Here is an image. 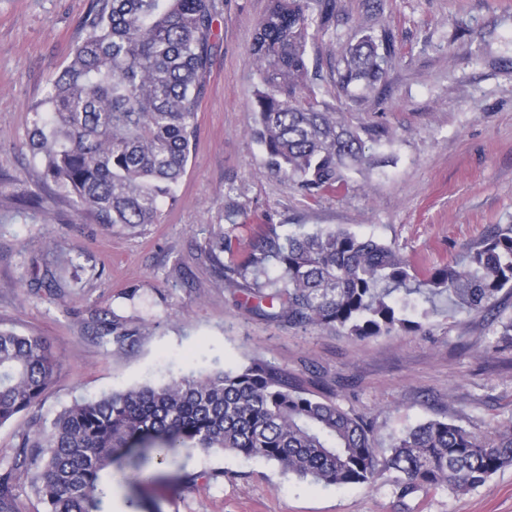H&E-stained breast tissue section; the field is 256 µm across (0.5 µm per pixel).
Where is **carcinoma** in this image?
I'll list each match as a JSON object with an SVG mask.
<instances>
[{
	"instance_id": "carcinoma-1",
	"label": "carcinoma",
	"mask_w": 512,
	"mask_h": 512,
	"mask_svg": "<svg viewBox=\"0 0 512 512\" xmlns=\"http://www.w3.org/2000/svg\"><path fill=\"white\" fill-rule=\"evenodd\" d=\"M224 0H90L83 38L30 107L26 146L77 213L110 227L157 224L175 200L196 145L205 75ZM337 0H270L250 47L258 80L249 132L263 168L317 199L378 160L362 135L318 98L307 46L336 24ZM395 56L390 32L359 33L330 62L337 100L378 88ZM220 233L210 248L248 312L291 326L343 329L361 339L415 330L409 296L446 295L457 312L492 310L512 294V224H498L462 262L423 278L394 248L347 230L281 234L266 225L245 259L226 264ZM54 359L37 336L0 328V425L36 406ZM200 450L259 458L325 486L372 485L385 475L406 492L483 485L512 466V421L486 431L429 419L377 448L372 428L262 360L80 399L51 427L24 434L0 470V512H15L14 472L25 468L44 512H107L112 495L147 479L153 464Z\"/></svg>"
}]
</instances>
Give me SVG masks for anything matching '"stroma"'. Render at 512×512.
Here are the masks:
<instances>
[{
	"label": "stroma",
	"instance_id": "obj_1",
	"mask_svg": "<svg viewBox=\"0 0 512 512\" xmlns=\"http://www.w3.org/2000/svg\"><path fill=\"white\" fill-rule=\"evenodd\" d=\"M338 4L339 22L308 48L322 65L355 32L394 37L384 86L343 106L345 119L392 132L366 143L378 167L314 201L265 173L247 132L257 87L249 49L270 0H224L176 202L160 223L107 228L77 214L26 148L30 107L80 41L89 0H0V327L40 337L57 359L40 404L0 425V465L13 462L23 433L48 428L75 400L255 359L368 419L383 451L428 419L479 429L512 420V342L499 334L511 294L491 314L442 301L428 316L413 313L418 331L360 341L248 314L209 261L218 229L241 256L268 224L284 234L336 226L391 245L424 274L512 224V0ZM27 195L33 204H22ZM60 253L70 263L51 286ZM114 317L131 343L98 335ZM216 470L223 479L209 481ZM125 494L139 512H512V467L464 494L404 496L388 476L336 488L261 460L196 452L178 467L155 465Z\"/></svg>",
	"mask_w": 512,
	"mask_h": 512
}]
</instances>
